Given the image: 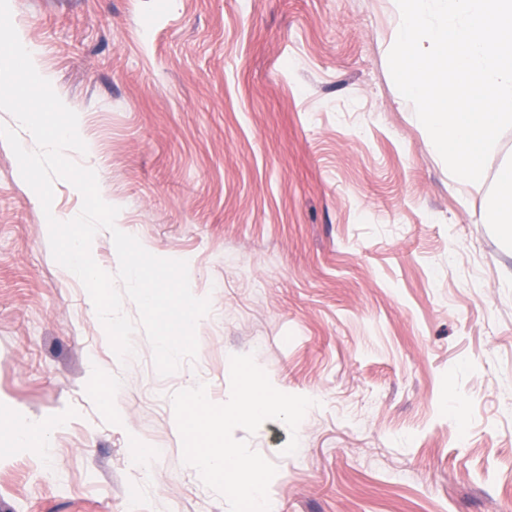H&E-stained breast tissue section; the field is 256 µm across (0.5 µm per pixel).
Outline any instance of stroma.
Returning a JSON list of instances; mask_svg holds the SVG:
<instances>
[{"label": "stroma", "mask_w": 512, "mask_h": 512, "mask_svg": "<svg viewBox=\"0 0 512 512\" xmlns=\"http://www.w3.org/2000/svg\"><path fill=\"white\" fill-rule=\"evenodd\" d=\"M10 8L117 224L211 309L175 373L140 329L120 362L0 140V512H229L171 396L225 402L248 353L314 401L293 454L279 422L234 432L276 466V512H512V240L486 219L512 129L481 187L449 172L390 75L393 0Z\"/></svg>", "instance_id": "stroma-1"}]
</instances>
